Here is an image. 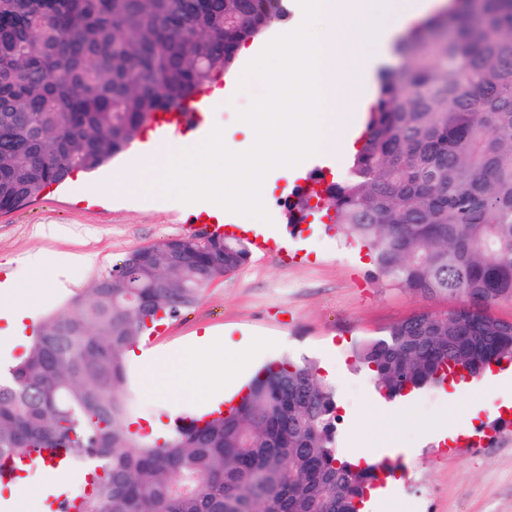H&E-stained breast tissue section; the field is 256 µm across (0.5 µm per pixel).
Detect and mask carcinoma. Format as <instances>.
I'll use <instances>...</instances> for the list:
<instances>
[{"label": "carcinoma", "instance_id": "obj_1", "mask_svg": "<svg viewBox=\"0 0 512 512\" xmlns=\"http://www.w3.org/2000/svg\"><path fill=\"white\" fill-rule=\"evenodd\" d=\"M287 14L285 0H0V211L107 163ZM400 53L406 73L379 76L347 175L294 204L324 200L376 279L457 302L355 343L389 400L512 363V321L492 312L512 301V0H460ZM132 256L45 317L0 377V460L67 449L93 475L83 512H359L399 462L339 456L335 389L306 357L265 365L226 414L178 418L162 439L130 431L126 351L250 250L210 235ZM114 275L126 287H107Z\"/></svg>", "mask_w": 512, "mask_h": 512}]
</instances>
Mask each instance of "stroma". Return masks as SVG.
Here are the masks:
<instances>
[{
	"instance_id": "35a3bbf8",
	"label": "stroma",
	"mask_w": 512,
	"mask_h": 512,
	"mask_svg": "<svg viewBox=\"0 0 512 512\" xmlns=\"http://www.w3.org/2000/svg\"><path fill=\"white\" fill-rule=\"evenodd\" d=\"M234 74L222 83L226 103L214 115L227 140L242 144L247 135L237 120L251 92L237 91ZM106 170L82 174L51 190L31 205L0 214V278L22 272L26 254L48 251L94 253L93 266L72 276L73 284L51 302H36L37 318L61 310L137 248L165 238L198 234L192 220L196 206L155 204L119 193L101 191ZM314 213L288 236L286 258L277 261L252 251L236 272L218 278L198 301L178 316L163 321L146 337L147 349L163 350L188 344L204 329L232 340L265 336L274 342L270 357L289 355L322 360L331 355L336 375V404L341 420L338 446L346 457L362 448L401 449L397 484L383 499L371 498L365 512H512V429L494 444L445 447L429 441L428 428L447 421L452 403L472 401V384H454L414 395L408 411L400 401L380 402L371 377L354 370L351 347L357 338L379 336L394 323L424 309L449 310L448 299H425L384 286L373 279L365 251L346 245ZM73 229L70 239L37 236L36 226ZM129 392L139 403L138 414L167 419L170 403L184 414L195 412L194 395L156 399L140 389L139 370L131 368Z\"/></svg>"
}]
</instances>
